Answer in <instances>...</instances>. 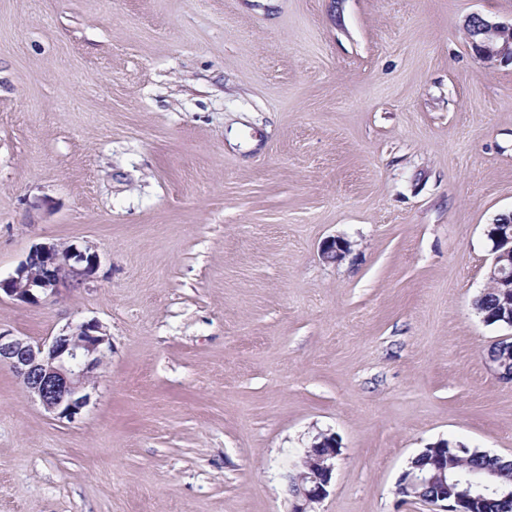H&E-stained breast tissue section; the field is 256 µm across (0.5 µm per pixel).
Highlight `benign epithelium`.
<instances>
[{"label":"benign epithelium","mask_w":512,"mask_h":512,"mask_svg":"<svg viewBox=\"0 0 512 512\" xmlns=\"http://www.w3.org/2000/svg\"><path fill=\"white\" fill-rule=\"evenodd\" d=\"M466 30L482 59L512 62V24L492 23L475 14L467 20ZM493 225L495 231L488 233L492 241L488 280L500 288L502 300L487 318L512 328V215ZM348 251L349 243L335 237L323 243L321 257L336 263ZM99 264L98 253L88 247L82 250L76 245L40 244L14 274L0 278V293L20 303H35L42 295L54 294L63 280L76 286L83 284ZM111 351V337L96 320L70 324L49 341L34 342L0 332V366H9L25 390L59 419L73 420L87 406V389L94 371ZM462 453H469V449L450 447L446 441L423 449L399 476L397 494L431 504L437 512H479L484 500L492 496L497 498L499 512H512V488L499 482L497 474L491 472L475 482L464 481L455 470ZM339 454L335 434L319 432L313 437L288 472L291 512H310L327 496ZM422 456L430 458L431 469L415 465Z\"/></svg>","instance_id":"1"}]
</instances>
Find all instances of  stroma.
<instances>
[{
	"instance_id": "1",
	"label": "stroma",
	"mask_w": 512,
	"mask_h": 512,
	"mask_svg": "<svg viewBox=\"0 0 512 512\" xmlns=\"http://www.w3.org/2000/svg\"><path fill=\"white\" fill-rule=\"evenodd\" d=\"M475 13L512 0H0V277L100 257L0 331L112 340L71 421L0 367V512H287L320 431L317 512H432L395 488L441 440L512 458V328L474 308L512 65ZM466 30L482 59L497 58L512 63V23H492L475 14L467 20ZM502 343H507L509 344L510 342L509 341H505V342H498L496 343L495 345H492L489 350H488V354L491 355V356H495L498 360H501L504 364L511 366L512 365V350H511V344H512V341L510 343V348H506V347H503V348H500V345H502ZM495 357H488V366L489 368L494 372V374L499 377V378H502V379H509L512 381V369L511 370H507L506 368L503 367V364L498 361ZM339 454L335 434L318 432L313 437L310 446L293 462L288 472V493L293 501L290 512H314L308 509L327 496Z\"/></svg>"
}]
</instances>
